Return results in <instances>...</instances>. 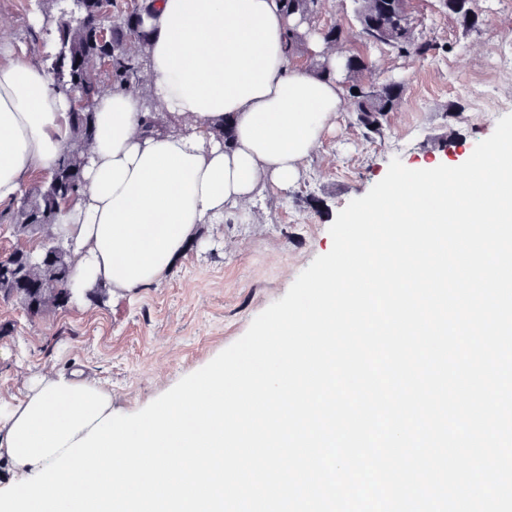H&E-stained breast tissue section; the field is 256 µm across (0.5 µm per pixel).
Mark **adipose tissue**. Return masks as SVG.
<instances>
[{
  "mask_svg": "<svg viewBox=\"0 0 512 512\" xmlns=\"http://www.w3.org/2000/svg\"><path fill=\"white\" fill-rule=\"evenodd\" d=\"M143 20L154 96L180 126L144 134L139 96L100 97L85 190L59 215L74 243V286L102 283L115 295L165 280L201 225L295 184L344 107L341 77L314 75L286 54L297 20L278 0H155ZM69 109L41 65L0 61V204L55 167ZM227 119L229 149L215 136Z\"/></svg>",
  "mask_w": 512,
  "mask_h": 512,
  "instance_id": "ef3b65f1",
  "label": "adipose tissue"
}]
</instances>
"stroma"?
I'll return each instance as SVG.
<instances>
[{
  "label": "stroma",
  "instance_id": "stroma-1",
  "mask_svg": "<svg viewBox=\"0 0 512 512\" xmlns=\"http://www.w3.org/2000/svg\"><path fill=\"white\" fill-rule=\"evenodd\" d=\"M35 1L0 0V45L40 64L58 40L56 32L35 30ZM354 8L353 0H322L315 21L350 28L339 50H368L376 64L370 82L403 81L401 103L385 117L382 134L365 136L353 112L337 113L294 186L266 189L225 213L223 223L204 226L158 284L101 305L77 297L35 318L0 303V324L11 328L0 336V402L22 397L34 375L77 371L111 392L113 413L141 410L238 340L329 252L337 214L366 195L392 159L409 168L467 159L512 114V76L486 64L512 45V0H476L479 22L468 29L443 13L439 0H413L417 34L437 48L409 62L385 48H364Z\"/></svg>",
  "mask_w": 512,
  "mask_h": 512
}]
</instances>
